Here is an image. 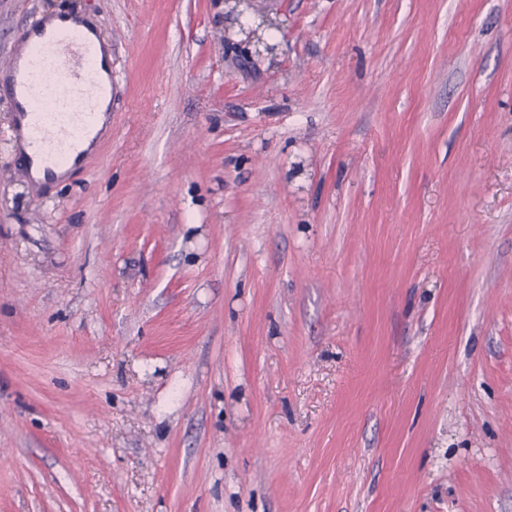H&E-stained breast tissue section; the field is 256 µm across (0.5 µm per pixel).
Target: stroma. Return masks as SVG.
<instances>
[{
  "label": "stroma",
  "mask_w": 512,
  "mask_h": 512,
  "mask_svg": "<svg viewBox=\"0 0 512 512\" xmlns=\"http://www.w3.org/2000/svg\"><path fill=\"white\" fill-rule=\"evenodd\" d=\"M0 0L99 28L29 184L0 92V512H512V0Z\"/></svg>",
  "instance_id": "obj_1"
}]
</instances>
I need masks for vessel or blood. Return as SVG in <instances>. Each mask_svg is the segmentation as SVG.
Instances as JSON below:
<instances>
[{"label":"vessel or blood","mask_w":512,"mask_h":512,"mask_svg":"<svg viewBox=\"0 0 512 512\" xmlns=\"http://www.w3.org/2000/svg\"><path fill=\"white\" fill-rule=\"evenodd\" d=\"M25 38L26 57L11 56L0 84L11 89L15 130L33 151V167L47 176L84 162L80 146L94 132L95 103L112 97V70L82 29L40 24Z\"/></svg>","instance_id":"1"}]
</instances>
